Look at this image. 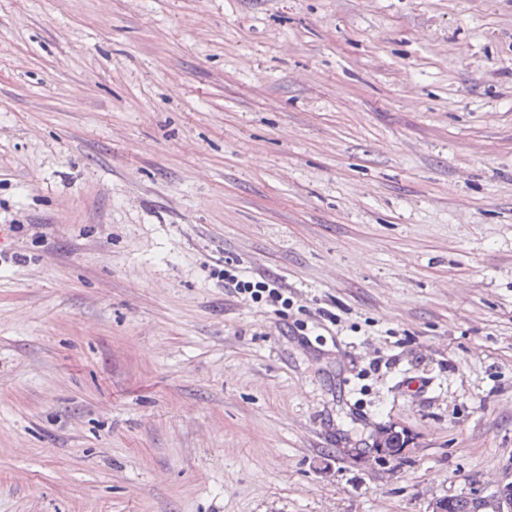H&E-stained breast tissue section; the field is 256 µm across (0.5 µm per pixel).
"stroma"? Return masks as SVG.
I'll return each instance as SVG.
<instances>
[{"label": "stroma", "mask_w": 512, "mask_h": 512, "mask_svg": "<svg viewBox=\"0 0 512 512\" xmlns=\"http://www.w3.org/2000/svg\"><path fill=\"white\" fill-rule=\"evenodd\" d=\"M511 482L512 0H0V512ZM246 273V271H239L237 274V271L225 270L224 288L234 296L238 295L256 303L264 302L276 307V311L288 307L291 297H288V290L282 288L278 277L269 276L261 280H250Z\"/></svg>", "instance_id": "1"}]
</instances>
